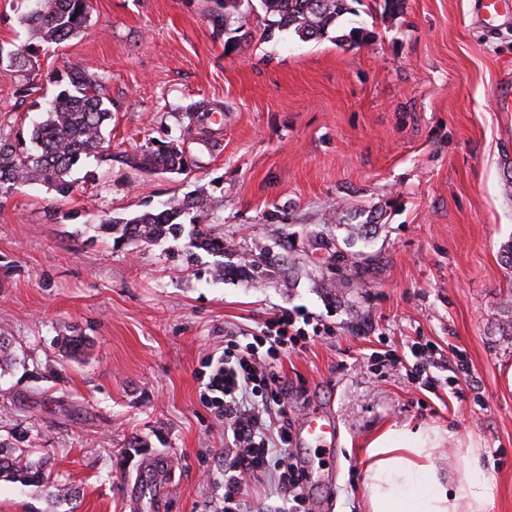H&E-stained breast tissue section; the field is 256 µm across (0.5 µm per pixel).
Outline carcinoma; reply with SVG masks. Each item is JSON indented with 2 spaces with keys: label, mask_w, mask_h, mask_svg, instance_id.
Listing matches in <instances>:
<instances>
[{
  "label": "carcinoma",
  "mask_w": 512,
  "mask_h": 512,
  "mask_svg": "<svg viewBox=\"0 0 512 512\" xmlns=\"http://www.w3.org/2000/svg\"><path fill=\"white\" fill-rule=\"evenodd\" d=\"M40 9L21 18L30 31L32 41L0 47V63L18 72L33 69L38 61L39 46L60 45L87 29L90 0H39ZM209 18L224 23L227 16L239 10L242 0H207ZM264 12V32L271 37L288 31L302 41H320L336 32L334 41L355 44L367 36L362 27L340 30L336 22L355 13L351 0H259ZM49 83L57 86L43 120L35 123L28 138L11 142L0 139V191L17 184L38 181L54 193L58 201L68 199L75 185L71 173L82 160L112 159L111 146L105 144L108 122L112 116L106 103L102 80L87 75L77 65L67 62L48 74ZM129 163L149 173H181L192 161L174 140H160ZM210 196L204 190L183 199L167 202L163 207L145 211L130 218L100 220L99 230L110 235L155 243L169 236L177 237L190 224L194 247L216 256H224V234L210 224L200 223L206 214ZM189 222H183L184 217ZM499 330L503 341L512 343V300L501 307ZM0 476L18 477L29 483H43L41 468L16 459L0 445Z\"/></svg>",
  "instance_id": "carcinoma-1"
}]
</instances>
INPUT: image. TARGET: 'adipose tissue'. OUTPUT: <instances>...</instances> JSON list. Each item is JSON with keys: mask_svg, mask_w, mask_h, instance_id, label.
<instances>
[{"mask_svg": "<svg viewBox=\"0 0 512 512\" xmlns=\"http://www.w3.org/2000/svg\"><path fill=\"white\" fill-rule=\"evenodd\" d=\"M441 435L428 427H392L368 445V512H489L484 470L467 461L461 474H440L434 458Z\"/></svg>", "mask_w": 512, "mask_h": 512, "instance_id": "1", "label": "adipose tissue"}]
</instances>
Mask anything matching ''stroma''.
<instances>
[{
  "instance_id": "stroma-1",
  "label": "stroma",
  "mask_w": 512,
  "mask_h": 512,
  "mask_svg": "<svg viewBox=\"0 0 512 512\" xmlns=\"http://www.w3.org/2000/svg\"><path fill=\"white\" fill-rule=\"evenodd\" d=\"M356 45L266 39L242 4L226 25L203 0H93L90 25L19 73L0 66V135L28 130L64 62L102 78L112 158L75 167L68 200L37 183L0 193V444L46 482L0 477V512H126L143 457L173 462L165 512H220L230 437L200 397L208 354L300 310L330 328L282 355L292 422L329 407L339 467L333 512H367V446L391 426L440 430L436 459L458 473L478 457L491 512H512V347L498 313L512 292L500 258L512 239V0L483 32L478 0H357ZM248 35L226 47L227 29ZM29 85L26 96L17 88ZM204 102L216 122L190 129ZM184 138L196 164L151 174L126 164L151 141ZM206 189L207 223L230 251L224 274L188 236L148 245L98 232ZM367 224L366 236L354 235ZM369 262L355 267L357 253ZM274 261L263 279L248 269ZM82 335L69 356L57 339ZM431 341L469 372L437 393L371 360Z\"/></svg>"
}]
</instances>
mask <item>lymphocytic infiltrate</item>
Here are the masks:
<instances>
[{"label":"lymphocytic infiltrate","mask_w":512,"mask_h":512,"mask_svg":"<svg viewBox=\"0 0 512 512\" xmlns=\"http://www.w3.org/2000/svg\"><path fill=\"white\" fill-rule=\"evenodd\" d=\"M322 330L308 314L294 311L267 320L262 335L251 340L231 337L219 356L205 360L210 373L203 397L232 433L224 451V493L221 512H247L243 494L249 481L269 474L275 479L288 512H306V468L291 447L288 386L278 369L281 355L306 347ZM393 364L410 363L412 380L434 388L432 369L441 367L437 347L415 342L408 356L392 355Z\"/></svg>","instance_id":"f902f5d3"}]
</instances>
